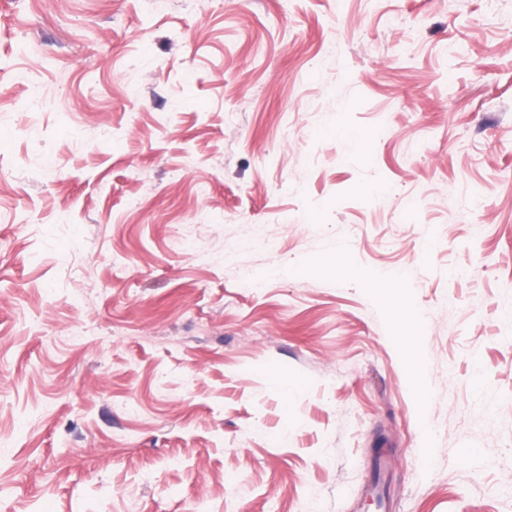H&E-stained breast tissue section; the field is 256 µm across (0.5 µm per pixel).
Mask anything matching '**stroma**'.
Masks as SVG:
<instances>
[{"label": "stroma", "instance_id": "1", "mask_svg": "<svg viewBox=\"0 0 512 512\" xmlns=\"http://www.w3.org/2000/svg\"><path fill=\"white\" fill-rule=\"evenodd\" d=\"M380 453L512 512V0H0V512H365Z\"/></svg>", "mask_w": 512, "mask_h": 512}]
</instances>
